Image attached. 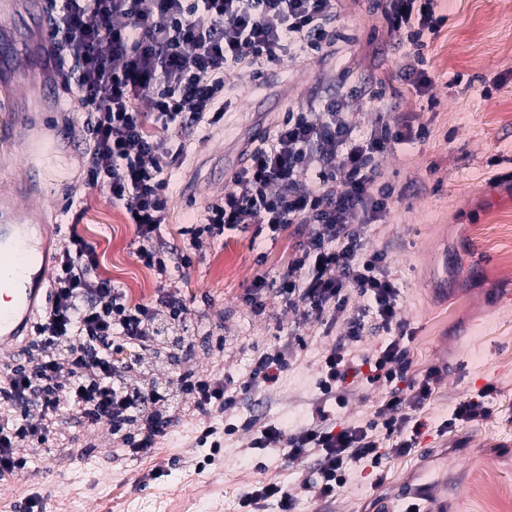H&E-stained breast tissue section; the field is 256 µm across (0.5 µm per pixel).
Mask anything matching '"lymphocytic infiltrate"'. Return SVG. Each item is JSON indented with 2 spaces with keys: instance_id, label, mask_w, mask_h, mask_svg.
<instances>
[{
  "instance_id": "1",
  "label": "lymphocytic infiltrate",
  "mask_w": 512,
  "mask_h": 512,
  "mask_svg": "<svg viewBox=\"0 0 512 512\" xmlns=\"http://www.w3.org/2000/svg\"><path fill=\"white\" fill-rule=\"evenodd\" d=\"M337 0H62L52 34L71 66L68 83L90 116L89 183L105 189L113 204L134 220L136 254L158 276H166L171 253L159 238L168 218L169 181L164 161L172 156V132L224 116V86L238 66L260 75L279 63L289 47L322 49L334 33ZM438 0H373L391 33L424 48L435 30ZM377 118L361 129L347 96L289 113L272 138L250 149L249 164L224 186L220 202L208 206L185 233L192 243L225 231L261 225L278 235L287 226L309 228L305 244L272 280L256 279L245 300L275 286L289 309L301 312L331 334L335 316L350 299L361 314L346 338L324 357L323 394L345 404L346 380L361 375L347 356L360 341L363 314L387 333L368 383L389 384L366 423L318 421L288 435L267 426L256 449L284 446L296 459L313 454L321 497H335L351 463L379 465L382 444L406 455L423 428L413 415L432 397L438 368L421 378L412 366L408 325L398 313L399 290L386 254L365 246L371 224L390 209L392 186L382 181L381 159L395 145L412 141V128L393 120L382 92L370 99ZM94 247L71 232L59 253L50 291L51 306L36 325L27 358L0 368V406L13 409V424L0 425V480L17 477L38 448L48 445L55 419L108 425L119 434L140 418L144 429L128 440L134 456L152 453L155 439L178 425L168 414L172 396L189 395L199 415L235 408L237 388L198 373L154 375L143 380L155 357L162 326L183 327L189 309L178 297L159 292L132 302L123 289L95 274ZM297 498L278 483L245 492L244 512H294Z\"/></svg>"
}]
</instances>
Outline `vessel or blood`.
Returning a JSON list of instances; mask_svg holds the SVG:
<instances>
[{"label":"vessel or blood","instance_id":"vessel-or-blood-1","mask_svg":"<svg viewBox=\"0 0 512 512\" xmlns=\"http://www.w3.org/2000/svg\"><path fill=\"white\" fill-rule=\"evenodd\" d=\"M23 142L28 169L39 174L47 158L56 156L63 140L32 123L22 122L13 112L0 115V142ZM49 242L32 210L20 207L14 198L0 197V346L16 344L28 326L50 270Z\"/></svg>","mask_w":512,"mask_h":512}]
</instances>
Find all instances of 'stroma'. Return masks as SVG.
Returning a JSON list of instances; mask_svg holds the SVG:
<instances>
[{
    "mask_svg": "<svg viewBox=\"0 0 512 512\" xmlns=\"http://www.w3.org/2000/svg\"><path fill=\"white\" fill-rule=\"evenodd\" d=\"M12 2L11 18L0 19V49L10 51L19 70L37 69L45 30L29 20L33 0ZM337 10L338 38L321 53L292 48L282 63L230 87L218 123L176 137L160 238L192 263L163 281L137 259L136 228L124 210L88 184V114L61 80L70 62L57 53L55 69L43 75L52 101L31 116L62 130L70 144L44 163L31 199L44 223L58 228L53 252L78 230L96 250L100 276L132 302L151 300L161 286L183 299L191 310L183 336L193 365L216 382L248 379L271 350L285 351L288 365L274 386L259 384L241 395L230 414L200 418L189 399H174L181 422L158 437L149 456H111L106 429L60 416L53 447L81 449V457L29 460L24 479L0 484V512H15L27 497L38 512H239L241 494L263 481L296 491L297 512H405L406 486L425 490L421 512H478L476 487L512 485V263L484 238L488 225L512 221V186L500 179L512 172V0H443L438 32L424 36L432 84L423 97L400 78L413 46L397 44L372 0H340ZM364 80L391 94L394 120L428 130L383 158V179L396 192L384 221L369 228L368 246L387 253L399 316L413 333L414 373L436 366L441 378L415 412L424 424L416 448L387 455L372 471L351 464L347 485L325 500L301 487L313 457L287 462L282 452L262 456L250 447L263 426L293 434L314 423L317 405L336 409L317 385L334 337L289 311L274 292L263 291L260 309L242 299L257 277L287 265L306 238L305 226L291 225L275 239L232 230L197 246L182 230L220 200L225 183L247 166V147L273 135L289 109ZM489 384L495 387L484 399L489 417L446 428L455 404ZM230 423L237 430L226 433L219 457L198 468L211 452L202 431ZM454 486L459 494L448 497Z\"/></svg>",
    "mask_w": 512,
    "mask_h": 512,
    "instance_id": "35a3bbf8",
    "label": "stroma"
}]
</instances>
